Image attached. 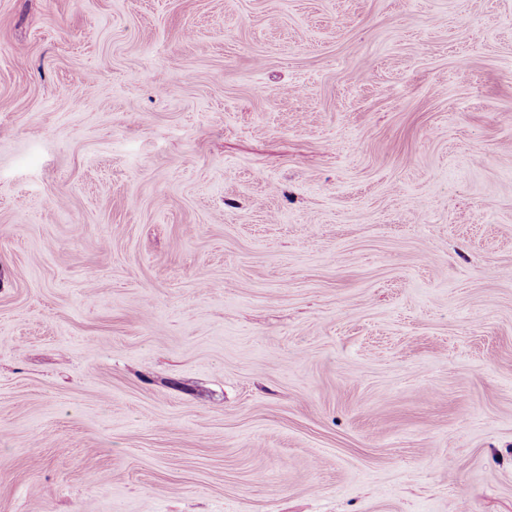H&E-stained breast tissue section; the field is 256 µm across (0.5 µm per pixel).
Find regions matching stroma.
Returning a JSON list of instances; mask_svg holds the SVG:
<instances>
[{"instance_id":"1","label":"stroma","mask_w":512,"mask_h":512,"mask_svg":"<svg viewBox=\"0 0 512 512\" xmlns=\"http://www.w3.org/2000/svg\"><path fill=\"white\" fill-rule=\"evenodd\" d=\"M0 512H512V0H0Z\"/></svg>"}]
</instances>
